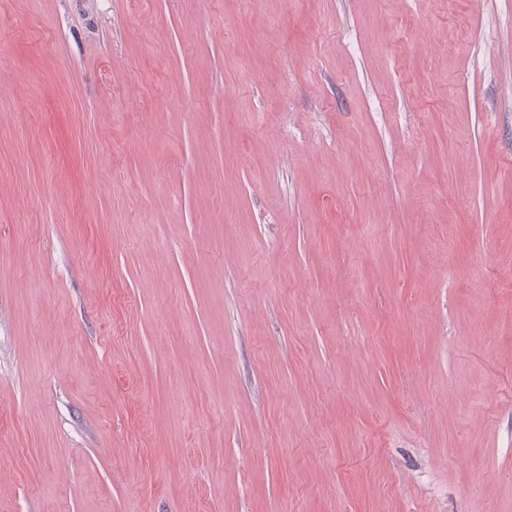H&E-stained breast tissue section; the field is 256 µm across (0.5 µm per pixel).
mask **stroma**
Returning <instances> with one entry per match:
<instances>
[{
    "instance_id": "obj_1",
    "label": "stroma",
    "mask_w": 512,
    "mask_h": 512,
    "mask_svg": "<svg viewBox=\"0 0 512 512\" xmlns=\"http://www.w3.org/2000/svg\"><path fill=\"white\" fill-rule=\"evenodd\" d=\"M0 512H512V0H0Z\"/></svg>"
}]
</instances>
